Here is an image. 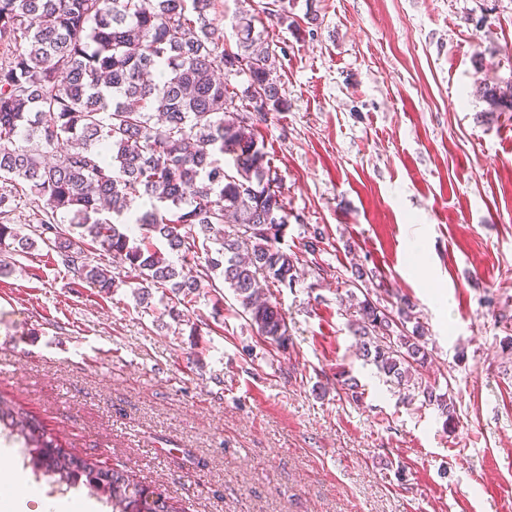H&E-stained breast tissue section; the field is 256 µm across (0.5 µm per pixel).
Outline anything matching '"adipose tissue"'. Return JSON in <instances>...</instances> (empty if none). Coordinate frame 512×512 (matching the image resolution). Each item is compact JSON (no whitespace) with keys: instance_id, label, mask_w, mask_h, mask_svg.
Returning a JSON list of instances; mask_svg holds the SVG:
<instances>
[{"instance_id":"obj_1","label":"adipose tissue","mask_w":512,"mask_h":512,"mask_svg":"<svg viewBox=\"0 0 512 512\" xmlns=\"http://www.w3.org/2000/svg\"><path fill=\"white\" fill-rule=\"evenodd\" d=\"M0 512H90L83 499L57 500L13 469L0 470Z\"/></svg>"}]
</instances>
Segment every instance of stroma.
Segmentation results:
<instances>
[{
  "instance_id": "1",
  "label": "stroma",
  "mask_w": 512,
  "mask_h": 512,
  "mask_svg": "<svg viewBox=\"0 0 512 512\" xmlns=\"http://www.w3.org/2000/svg\"><path fill=\"white\" fill-rule=\"evenodd\" d=\"M272 9L216 16L225 48L247 15L286 50L288 109L257 139L299 259L272 291L287 349L222 278L161 328V291L146 309L133 281L99 293L44 244L0 249V394L186 512H512V112L477 92L512 83V0H294L287 25ZM366 297L412 305L430 353L415 378L452 418L359 356Z\"/></svg>"
}]
</instances>
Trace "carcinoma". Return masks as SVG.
<instances>
[{
	"label": "carcinoma",
	"instance_id": "carcinoma-1",
	"mask_svg": "<svg viewBox=\"0 0 512 512\" xmlns=\"http://www.w3.org/2000/svg\"><path fill=\"white\" fill-rule=\"evenodd\" d=\"M213 9L214 0H0V43L11 48L0 61V247H34L10 223L16 194H29L43 202L38 239L87 286L118 287L112 270L83 259L90 242L121 257L139 304L154 287L168 290V315L180 321L219 270L236 314L285 349L288 328L266 290L295 286L296 257L280 247L282 183L256 136L269 113L288 109L273 77L285 49L245 17L236 49L224 48ZM232 77L244 78L241 90ZM482 95L493 111L512 110V85L485 82ZM64 140L77 148L48 161ZM135 200L149 208L130 213ZM136 227L147 231L138 244ZM199 240L204 264L192 267ZM357 313L359 351L380 372L400 384L427 363L421 325L393 336L395 321L367 297ZM422 394L451 414L448 394ZM4 435L35 473L85 487L111 512H184L128 471L69 451L31 411L0 398Z\"/></svg>",
	"mask_w": 512,
	"mask_h": 512
}]
</instances>
